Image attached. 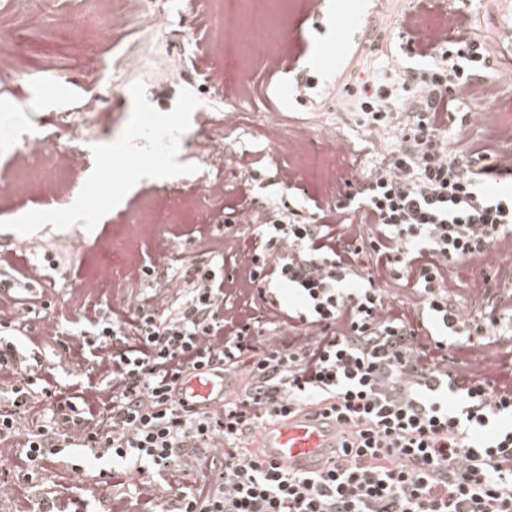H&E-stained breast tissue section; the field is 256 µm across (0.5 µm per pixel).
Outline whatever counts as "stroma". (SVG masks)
Masks as SVG:
<instances>
[{"instance_id": "obj_1", "label": "stroma", "mask_w": 512, "mask_h": 512, "mask_svg": "<svg viewBox=\"0 0 512 512\" xmlns=\"http://www.w3.org/2000/svg\"><path fill=\"white\" fill-rule=\"evenodd\" d=\"M374 0H324V17L295 12L280 17L273 39L288 47L278 73L268 71L262 48H243L236 65L229 66L219 52L209 50L208 29L175 25L170 36L154 40L139 72L124 76L127 92L102 122L93 139H85L77 113L59 103H38L47 85L70 88L71 102L81 104L97 94L95 85L75 82L73 76L96 52L121 53L140 38L134 29L111 36L97 21V0H51L32 17L0 14V25L19 35L22 53L0 55V69L20 73L21 81L0 87V140L12 147L23 144V133L45 137L50 148L83 149L87 166L69 176V187L60 194L41 192L16 197L0 192V250L16 252L14 268L0 272V285L15 282L29 263H57L50 275L55 290L47 295L48 311L66 332H80L83 303L95 304L101 315L124 304L123 293L87 294L77 300L74 285L93 279L119 281L130 272L141 273L142 294L157 287L145 275L146 259L126 268L121 259L124 226L137 216L167 225L172 235V260L183 268L207 265L197 242L199 225H210L215 240L228 235L253 236V225L244 223V210L269 202L298 210L303 220L318 222L326 195L337 180H357L376 158L361 148L362 132L346 106L338 77L348 83L369 79L400 87L396 62L413 68L430 66L431 58L418 54L419 37L428 34L427 23L438 19L453 25L467 20L475 38L490 52L488 69L479 79L499 85L490 99L464 101L451 110L449 131L478 137L493 130L512 131V50L501 47L499 27L512 19V0H386L373 12ZM318 68L328 89L316 90L314 102L299 105L295 82L298 74ZM209 71L221 84L225 105L238 102L236 75L245 71L253 93L243 104L244 117L235 126L216 131L195 121L197 83ZM281 112L283 139L300 138L301 151L291 155L273 147L261 135L268 108ZM483 112L494 113V128H478L472 121ZM151 115L157 130L170 138L165 150L139 142L143 115ZM224 150L240 157V164L226 167L224 196L197 198L194 186L207 174L209 152ZM95 182L97 191L84 194L83 184ZM68 214L77 237L60 235L58 218ZM43 369L52 370L61 385L77 384L91 367L89 359L59 349L41 354Z\"/></svg>"}]
</instances>
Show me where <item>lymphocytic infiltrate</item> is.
Segmentation results:
<instances>
[{"mask_svg": "<svg viewBox=\"0 0 512 512\" xmlns=\"http://www.w3.org/2000/svg\"><path fill=\"white\" fill-rule=\"evenodd\" d=\"M444 44L451 57L413 78L407 108L361 83L353 106L370 145L403 136L362 181H343L326 219L249 210L264 251L225 241L207 267H171L178 289L88 316L70 345L96 379L78 391L38 381V358L16 343L55 348L54 317L0 298V448L20 451L24 486L72 450L118 474L100 512H512V268L469 308L450 294L465 265L512 251V189L488 184L491 143L472 146L475 169L448 148L450 109L496 88L474 78L490 54L465 22L426 41ZM399 281L412 301L385 296ZM239 366L249 382L222 406L180 399L183 374ZM317 407L348 429L330 468L297 473L250 448L258 422Z\"/></svg>", "mask_w": 512, "mask_h": 512, "instance_id": "1", "label": "lymphocytic infiltrate"}]
</instances>
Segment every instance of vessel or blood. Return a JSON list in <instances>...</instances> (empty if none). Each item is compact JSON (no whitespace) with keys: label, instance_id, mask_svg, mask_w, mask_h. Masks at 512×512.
<instances>
[{"label":"vessel or blood","instance_id":"vessel-or-blood-1","mask_svg":"<svg viewBox=\"0 0 512 512\" xmlns=\"http://www.w3.org/2000/svg\"><path fill=\"white\" fill-rule=\"evenodd\" d=\"M227 392L224 372L188 376L182 396L191 405L214 407ZM343 436L335 420L297 414L264 426L253 442L261 457L305 473L325 468Z\"/></svg>","mask_w":512,"mask_h":512}]
</instances>
